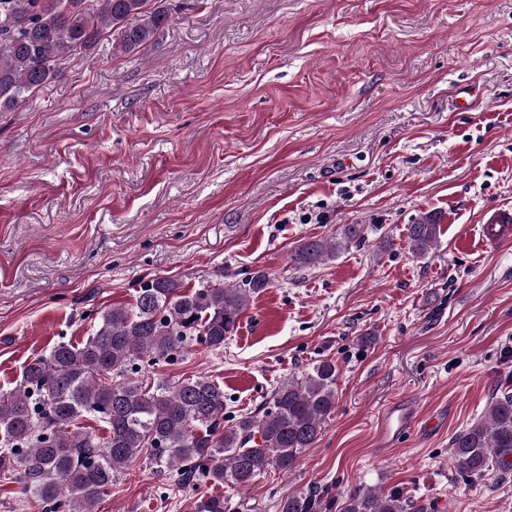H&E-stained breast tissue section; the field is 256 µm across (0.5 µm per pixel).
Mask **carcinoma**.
Instances as JSON below:
<instances>
[{
    "label": "carcinoma",
    "instance_id": "cac0c4a2",
    "mask_svg": "<svg viewBox=\"0 0 512 512\" xmlns=\"http://www.w3.org/2000/svg\"><path fill=\"white\" fill-rule=\"evenodd\" d=\"M165 0H0V112H11L56 80L61 66L100 42L138 53L168 25ZM442 218L427 212L408 225L412 253L438 246ZM367 225L344 224L332 239H308L293 265L314 267L361 242ZM255 271L238 284L224 272L190 291L154 278L131 307L101 314L80 344L60 343L31 359L16 386L0 393V479L20 485L41 512H97L112 482L137 458L174 472L177 483L244 490L270 470L288 472L321 437L336 409V363L322 359L282 383L262 415L224 427V389L206 376L152 385L136 379L142 361L174 362L191 340L224 346L247 304L270 287ZM87 421L101 427L96 433ZM456 471L467 477L512 471V394L494 397L477 422L452 440ZM222 495L204 493L192 512H231ZM313 495H290L279 512H315ZM397 492H349L341 512H408Z\"/></svg>",
    "mask_w": 512,
    "mask_h": 512
}]
</instances>
